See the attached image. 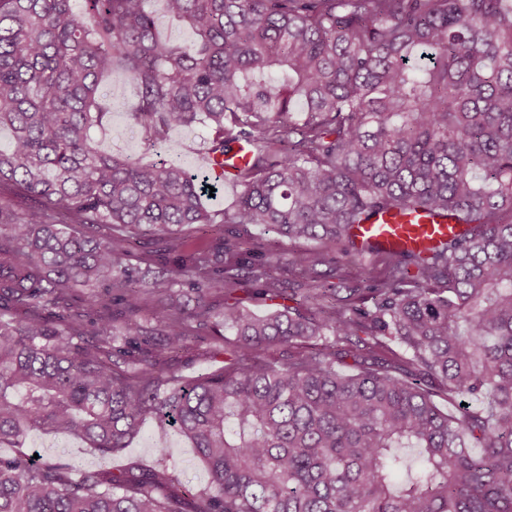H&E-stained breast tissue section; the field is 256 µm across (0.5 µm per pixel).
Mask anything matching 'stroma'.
Masks as SVG:
<instances>
[{
    "mask_svg": "<svg viewBox=\"0 0 512 512\" xmlns=\"http://www.w3.org/2000/svg\"><path fill=\"white\" fill-rule=\"evenodd\" d=\"M103 93L111 99L112 109L102 125L94 127L91 135L99 147L120 156L140 157L146 161L156 160L158 155L177 159L187 169H202L200 153L208 148L212 133L204 127L175 129L169 134L162 150L151 149L140 125L131 120L129 106L134 98L130 80L123 68L113 69L106 77ZM226 235L237 238L241 248H250L257 241L268 249L282 255L296 251H308L317 259V269L322 274L343 281L345 286L368 288L381 280L387 272V260L377 254H366L357 261L344 258L339 246L320 241L291 242L275 231L261 226L225 225ZM214 344L210 337L200 336L193 340L187 351L172 360L174 368L182 379L211 372L220 365L213 358ZM166 449V465L169 471L186 488L196 491L207 486L208 472L191 443L166 426L154 420H147L140 433L120 453L103 456L93 451L89 444L71 438L54 435L39 429L28 432L20 447L5 445L0 454L10 455L21 452L38 455L42 459L66 462L75 473L91 469H122L129 463L153 464L158 449Z\"/></svg>",
    "mask_w": 512,
    "mask_h": 512,
    "instance_id": "obj_1",
    "label": "stroma"
}]
</instances>
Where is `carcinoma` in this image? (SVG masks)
<instances>
[{
  "label": "carcinoma",
  "instance_id": "carcinoma-1",
  "mask_svg": "<svg viewBox=\"0 0 512 512\" xmlns=\"http://www.w3.org/2000/svg\"><path fill=\"white\" fill-rule=\"evenodd\" d=\"M147 2L0 0V445L40 428L112 455L150 418L210 483L0 456V512H512V0H163L188 46ZM118 64L151 145L246 142L232 209L205 205L207 172L98 148ZM409 208L467 230L344 297L309 257L224 237L356 258L352 225ZM186 226L212 250L184 252ZM248 285L284 303L252 313ZM227 330L234 358L182 381L168 355ZM148 7L158 19V32L162 38L178 45H189L196 40L195 33L188 25L173 20L164 13L161 0H150Z\"/></svg>",
  "mask_w": 512,
  "mask_h": 512
}]
</instances>
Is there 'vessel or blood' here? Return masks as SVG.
<instances>
[{"instance_id":"vessel-or-blood-1","label":"vessel or blood","mask_w":512,"mask_h":512,"mask_svg":"<svg viewBox=\"0 0 512 512\" xmlns=\"http://www.w3.org/2000/svg\"><path fill=\"white\" fill-rule=\"evenodd\" d=\"M463 230V225L454 221L416 210L402 215L381 214L354 225L350 239L361 252L373 249L400 254L431 248Z\"/></svg>"}]
</instances>
